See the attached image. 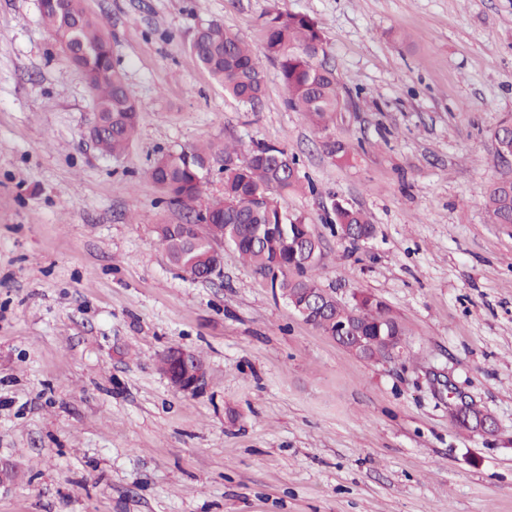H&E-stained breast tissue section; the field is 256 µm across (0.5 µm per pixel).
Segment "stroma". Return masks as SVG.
I'll return each mask as SVG.
<instances>
[{"label": "stroma", "mask_w": 512, "mask_h": 512, "mask_svg": "<svg viewBox=\"0 0 512 512\" xmlns=\"http://www.w3.org/2000/svg\"><path fill=\"white\" fill-rule=\"evenodd\" d=\"M83 2L140 109L117 157L88 137L93 96L39 0H0V512H512V224L486 208L512 179V0ZM277 9L325 39L344 99L327 128L271 62L244 105L189 51L209 21L262 49ZM227 142L296 156L280 203L321 241L319 282L383 300L402 360L337 346L230 245L208 280L171 262L154 227L185 213L153 162ZM336 200L369 239L337 232ZM173 348L201 355L202 392L161 371ZM452 387L494 435L452 419Z\"/></svg>", "instance_id": "obj_1"}]
</instances>
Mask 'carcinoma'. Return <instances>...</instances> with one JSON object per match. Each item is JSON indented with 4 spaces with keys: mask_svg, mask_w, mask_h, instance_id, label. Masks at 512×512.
<instances>
[{
    "mask_svg": "<svg viewBox=\"0 0 512 512\" xmlns=\"http://www.w3.org/2000/svg\"><path fill=\"white\" fill-rule=\"evenodd\" d=\"M43 23L57 40L78 48L70 62L79 67L94 94L95 114L90 137L105 155H120L135 133L139 108L130 98L123 70L113 61L102 23L91 17L82 0H39ZM264 56L279 69L287 106L303 112L317 126L341 108L334 73L319 62L324 40L311 18L276 11L265 22ZM198 63L235 100L252 104L265 88L255 53L241 37L223 25L201 24L191 44ZM224 163V196L197 209L212 163ZM151 177L168 203L187 211L184 224H158L156 232L171 260L198 278L210 274V252L215 242H227L241 259L280 292L293 308L312 293L321 292L319 318L313 326L336 334L346 326L349 342L370 344L363 359L377 362L385 356L384 337L404 331L383 301L361 294L354 303L336 301L316 277L320 240L304 217L284 211L277 196L300 184L296 159L275 145L257 142L247 150L236 145L182 148L161 154ZM487 209L495 224H512V187H493ZM333 223L343 236L370 234L373 227L359 210L332 205Z\"/></svg>",
    "mask_w": 512,
    "mask_h": 512,
    "instance_id": "cac0c4a2",
    "label": "carcinoma"
}]
</instances>
